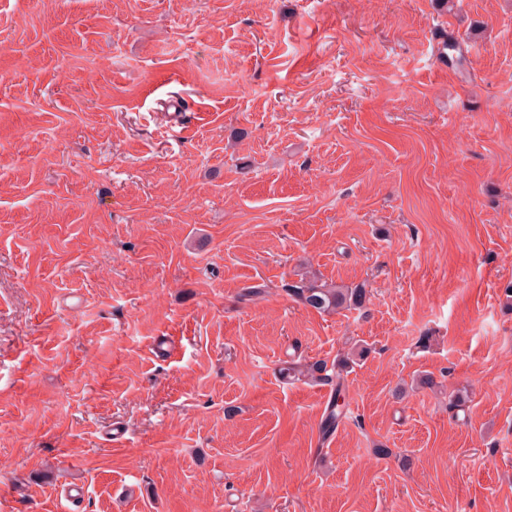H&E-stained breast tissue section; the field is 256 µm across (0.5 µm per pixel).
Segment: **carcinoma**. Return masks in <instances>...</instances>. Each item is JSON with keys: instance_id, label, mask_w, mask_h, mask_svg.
<instances>
[{"instance_id": "cac0c4a2", "label": "carcinoma", "mask_w": 512, "mask_h": 512, "mask_svg": "<svg viewBox=\"0 0 512 512\" xmlns=\"http://www.w3.org/2000/svg\"><path fill=\"white\" fill-rule=\"evenodd\" d=\"M288 294L304 306L326 314L359 309L364 307L369 300L368 291L361 286L349 288L327 283L311 272L301 274L297 283L288 286ZM366 354L367 350L364 348L358 351L353 347L350 348L336 360V365H334L336 372L333 376L327 374V363L322 361L312 363L292 361L288 363L286 370L295 377L312 382L336 380L335 396L322 425L323 433H330L342 419L343 406L339 404V400L344 398L345 393L344 372L356 364V359H361Z\"/></svg>"}]
</instances>
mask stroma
Here are the masks:
<instances>
[{
    "label": "stroma",
    "instance_id": "1",
    "mask_svg": "<svg viewBox=\"0 0 512 512\" xmlns=\"http://www.w3.org/2000/svg\"><path fill=\"white\" fill-rule=\"evenodd\" d=\"M510 285L512 0H0V512H512ZM288 294L318 313L332 314L341 310L359 309L369 300L362 286L349 288L322 281L316 274H301L296 284L288 286ZM355 346L356 345L350 348L347 352H344L342 356L336 360V365L333 364V369L336 368L335 396L323 421V434H328L334 430L342 419L343 406L339 404V399L345 401L344 372L347 373V369L350 367L352 368L353 365L357 363V359L355 357H358L359 360H361V358L365 357L367 354V350L363 347L355 352ZM283 370H288V374H293V377L297 376L298 379L301 377L304 380L312 382L333 381V376L326 374L327 363L322 361L312 363L292 361L288 363L287 367L281 368L280 372Z\"/></svg>",
    "mask_w": 512,
    "mask_h": 512
}]
</instances>
